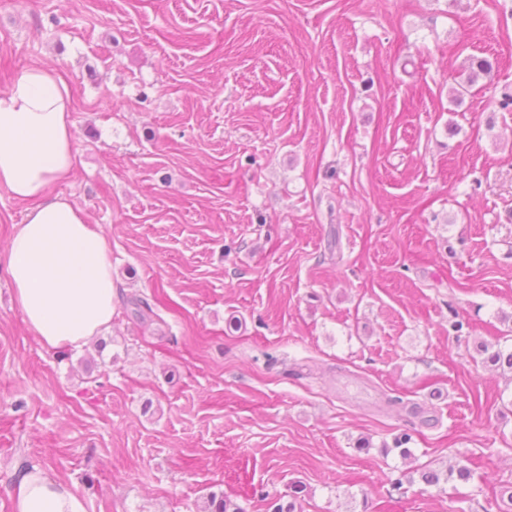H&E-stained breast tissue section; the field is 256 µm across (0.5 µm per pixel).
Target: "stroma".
Here are the masks:
<instances>
[{"label": "stroma", "mask_w": 512, "mask_h": 512, "mask_svg": "<svg viewBox=\"0 0 512 512\" xmlns=\"http://www.w3.org/2000/svg\"><path fill=\"white\" fill-rule=\"evenodd\" d=\"M34 64L117 296L65 352L0 269V512L25 460L87 512H512V0H0V89ZM493 69V62L485 57H472L466 66L467 75L458 87L452 88L450 99L452 102L461 103L464 96L480 77L488 75ZM418 470L421 480L427 485H438L442 476H444V481L446 483L449 481L467 482L471 478V471L464 465L457 466L456 468H449L448 472L444 475L436 470L427 468V466L419 468Z\"/></svg>", "instance_id": "stroma-1"}]
</instances>
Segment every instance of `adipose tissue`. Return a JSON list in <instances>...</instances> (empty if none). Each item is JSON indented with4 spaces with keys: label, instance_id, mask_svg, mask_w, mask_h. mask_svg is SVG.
<instances>
[{
    "label": "adipose tissue",
    "instance_id": "1",
    "mask_svg": "<svg viewBox=\"0 0 512 512\" xmlns=\"http://www.w3.org/2000/svg\"><path fill=\"white\" fill-rule=\"evenodd\" d=\"M70 107L63 78L39 64L0 94V187L27 205L0 265L28 332L46 346L81 350L110 328L116 288L103 232L53 191L74 171ZM12 512L86 509L69 483L35 465L19 478Z\"/></svg>",
    "mask_w": 512,
    "mask_h": 512
}]
</instances>
